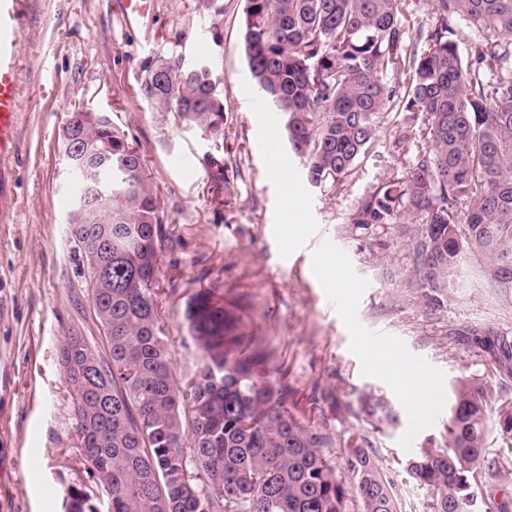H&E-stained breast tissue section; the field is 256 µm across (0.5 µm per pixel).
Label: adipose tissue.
<instances>
[{
  "label": "adipose tissue",
  "instance_id": "ef3b65f1",
  "mask_svg": "<svg viewBox=\"0 0 512 512\" xmlns=\"http://www.w3.org/2000/svg\"><path fill=\"white\" fill-rule=\"evenodd\" d=\"M383 357L401 391L411 423L418 428L424 426L428 414L421 401L429 394L439 391L438 379L418 364L401 359L394 351H384Z\"/></svg>",
  "mask_w": 512,
  "mask_h": 512
}]
</instances>
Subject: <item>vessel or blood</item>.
<instances>
[{"mask_svg":"<svg viewBox=\"0 0 512 512\" xmlns=\"http://www.w3.org/2000/svg\"><path fill=\"white\" fill-rule=\"evenodd\" d=\"M23 0H0V158L15 145L21 107L19 45ZM125 23L152 18L154 0H112Z\"/></svg>","mask_w":512,"mask_h":512,"instance_id":"vessel-or-blood-1","label":"vessel or blood"}]
</instances>
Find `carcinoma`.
<instances>
[{
    "label": "carcinoma",
    "mask_w": 512,
    "mask_h": 512,
    "mask_svg": "<svg viewBox=\"0 0 512 512\" xmlns=\"http://www.w3.org/2000/svg\"><path fill=\"white\" fill-rule=\"evenodd\" d=\"M436 2L426 26L404 16L403 0H245L242 47L315 187L352 170L388 106L417 122L410 174L359 199L352 223L422 213L414 253L424 287H444L467 250L512 285V0ZM459 20L474 34L465 54ZM394 69L408 75L400 90L384 82ZM137 85L175 124L225 138L229 114L209 63L174 52L143 66ZM83 117L81 151L65 156L72 243L85 281L100 267L111 284L89 290L105 348L76 330L59 347L90 477L68 488L67 512H98L100 491L107 512H397L369 449L348 447L342 475L326 452L337 445L330 429L292 412L277 347L247 328L237 299L191 296L186 317L205 361L176 379L159 300V198L128 136L109 117ZM203 166L220 194L240 176L229 151ZM455 335L475 337L485 376L454 388L444 444L410 458L406 473L427 490L426 512H470L479 499L503 512L512 484L490 456L487 415L499 408L512 432V402L497 383L512 378V344L475 327ZM360 405L374 424L399 423L382 397Z\"/></svg>",
    "instance_id": "obj_1"
}]
</instances>
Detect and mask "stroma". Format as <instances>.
<instances>
[{"mask_svg": "<svg viewBox=\"0 0 512 512\" xmlns=\"http://www.w3.org/2000/svg\"><path fill=\"white\" fill-rule=\"evenodd\" d=\"M214 3L156 0L150 24L129 26L104 0H25L18 149L0 159L10 192L0 221V512H65L66 489L89 480L58 362L68 331L99 334L70 243L68 187L56 153L75 107L109 114L135 138L158 190L168 230L160 301L176 377L192 376L203 362L184 319L187 299L205 288L240 300L281 354L293 413L341 437L366 439L395 485L399 512H424L426 490L405 479L400 465L440 447L448 414L429 416L417 430L405 417L391 428L360 415L367 394L404 407L366 345L397 349L448 392L484 372L483 351L457 329L512 337V288L492 282L484 256L466 253L447 287L431 290L413 261L421 214L368 229L351 221L358 199L411 171L415 127L402 115L379 113L367 154L336 185L313 187L296 162L286 175L273 174L260 145L274 111L255 89L242 50L244 0ZM173 51L213 65L229 112L224 142L175 125L136 98L142 66ZM223 148L241 171L226 208L201 164ZM330 255L341 261L345 287L321 270Z\"/></svg>", "mask_w": 512, "mask_h": 512, "instance_id": "stroma-1", "label": "stroma"}]
</instances>
